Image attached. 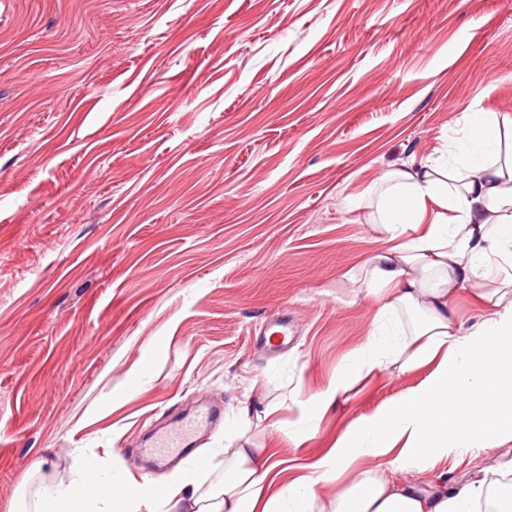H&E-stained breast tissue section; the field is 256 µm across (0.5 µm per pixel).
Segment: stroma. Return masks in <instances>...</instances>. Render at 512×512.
Here are the masks:
<instances>
[{
    "instance_id": "35a3bbf8",
    "label": "stroma",
    "mask_w": 512,
    "mask_h": 512,
    "mask_svg": "<svg viewBox=\"0 0 512 512\" xmlns=\"http://www.w3.org/2000/svg\"><path fill=\"white\" fill-rule=\"evenodd\" d=\"M470 111L512 119V0H0V512L82 454L163 479L144 441L206 392L295 421L372 330L348 198ZM423 376L245 436L310 462Z\"/></svg>"
}]
</instances>
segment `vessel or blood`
<instances>
[{
    "mask_svg": "<svg viewBox=\"0 0 512 512\" xmlns=\"http://www.w3.org/2000/svg\"><path fill=\"white\" fill-rule=\"evenodd\" d=\"M224 419V404L221 401L205 400L197 410L181 415L158 429L149 445L152 455L161 460L173 456H184L196 447L202 434Z\"/></svg>",
    "mask_w": 512,
    "mask_h": 512,
    "instance_id": "1",
    "label": "vessel or blood"
}]
</instances>
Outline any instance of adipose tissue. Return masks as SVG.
Segmentation results:
<instances>
[{"label": "adipose tissue", "instance_id": "adipose-tissue-1", "mask_svg": "<svg viewBox=\"0 0 512 512\" xmlns=\"http://www.w3.org/2000/svg\"><path fill=\"white\" fill-rule=\"evenodd\" d=\"M447 157L387 172L367 222L385 244L349 281L376 306L373 328L312 400L309 418L347 402L357 378L423 380L355 418L305 472L289 479L275 449L239 446L210 479L207 461L157 485L142 477L120 493L95 458L69 485L42 487L31 512H475L493 499L512 512V480L457 487L448 459L512 441V127L493 112L461 113ZM487 310L462 330L460 291ZM343 489L324 501L318 487Z\"/></svg>", "mask_w": 512, "mask_h": 512}]
</instances>
